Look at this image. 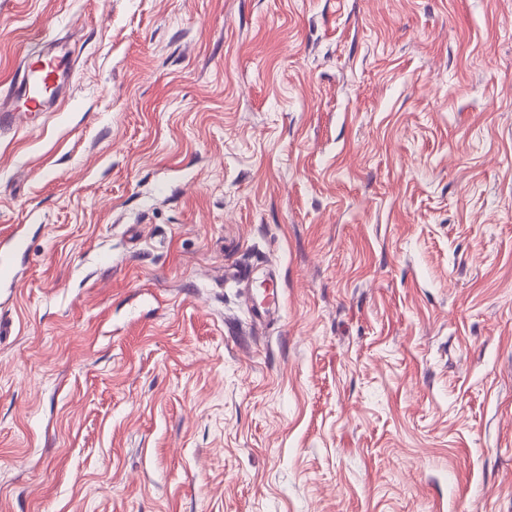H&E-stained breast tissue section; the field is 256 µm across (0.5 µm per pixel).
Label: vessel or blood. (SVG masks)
Wrapping results in <instances>:
<instances>
[{
  "mask_svg": "<svg viewBox=\"0 0 512 512\" xmlns=\"http://www.w3.org/2000/svg\"><path fill=\"white\" fill-rule=\"evenodd\" d=\"M68 77L65 55L47 41L44 51L23 60L4 90L0 91V125L11 124L19 112L53 110L62 97Z\"/></svg>",
  "mask_w": 512,
  "mask_h": 512,
  "instance_id": "vessel-or-blood-1",
  "label": "vessel or blood"
}]
</instances>
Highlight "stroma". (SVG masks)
<instances>
[{"mask_svg":"<svg viewBox=\"0 0 512 512\" xmlns=\"http://www.w3.org/2000/svg\"><path fill=\"white\" fill-rule=\"evenodd\" d=\"M49 37L0 512H512V0H0V85Z\"/></svg>","mask_w":512,"mask_h":512,"instance_id":"1","label":"stroma"}]
</instances>
